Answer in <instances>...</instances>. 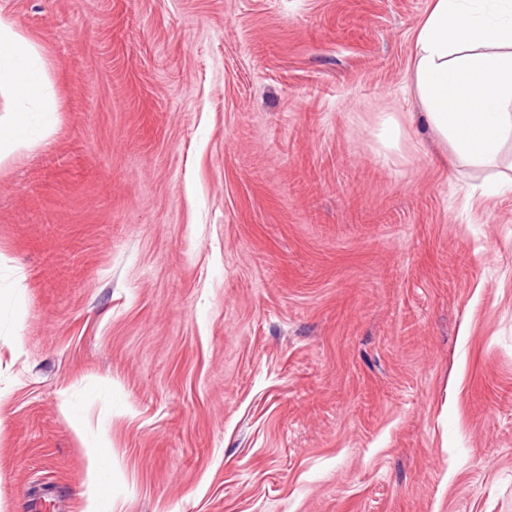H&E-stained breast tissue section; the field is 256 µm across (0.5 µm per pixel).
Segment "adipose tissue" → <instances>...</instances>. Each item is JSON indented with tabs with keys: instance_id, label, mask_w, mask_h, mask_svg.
Returning <instances> with one entry per match:
<instances>
[{
	"instance_id": "obj_1",
	"label": "adipose tissue",
	"mask_w": 512,
	"mask_h": 512,
	"mask_svg": "<svg viewBox=\"0 0 512 512\" xmlns=\"http://www.w3.org/2000/svg\"><path fill=\"white\" fill-rule=\"evenodd\" d=\"M412 82L449 154L497 167L512 142V0H431ZM58 125L44 48L0 15V165L47 144Z\"/></svg>"
}]
</instances>
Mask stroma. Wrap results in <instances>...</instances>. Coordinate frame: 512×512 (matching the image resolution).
I'll list each match as a JSON object with an SVG mask.
<instances>
[{"label": "stroma", "instance_id": "obj_1", "mask_svg": "<svg viewBox=\"0 0 512 512\" xmlns=\"http://www.w3.org/2000/svg\"><path fill=\"white\" fill-rule=\"evenodd\" d=\"M430 0H0V512H512V192L411 80ZM402 127L399 149L376 117ZM58 125L44 48L0 14V166L47 144ZM110 442L105 438H100L98 444L94 446V448H98L92 458L90 465V485L92 487V491L96 500L104 498L106 495L103 493L104 488L106 487V477L100 470V461L103 457L108 456L112 460V455L107 448H110ZM95 500V501H96ZM94 501V502H95Z\"/></svg>", "mask_w": 512, "mask_h": 512}]
</instances>
